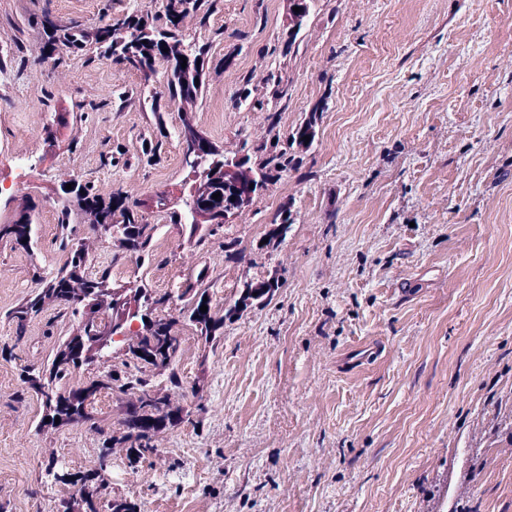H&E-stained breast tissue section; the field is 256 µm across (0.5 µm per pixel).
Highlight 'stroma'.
Listing matches in <instances>:
<instances>
[{
  "instance_id": "obj_1",
  "label": "stroma",
  "mask_w": 512,
  "mask_h": 512,
  "mask_svg": "<svg viewBox=\"0 0 512 512\" xmlns=\"http://www.w3.org/2000/svg\"><path fill=\"white\" fill-rule=\"evenodd\" d=\"M166 0H0V167L15 157L32 197L36 252L0 243V512H62L76 486L55 469L94 468L88 426L40 432L22 369L44 367L70 325L51 308L15 340L6 312L35 275L63 265L64 175L127 192L159 227L145 265L114 258L74 218L95 267L178 296L200 267L224 334L205 346L181 327L173 401L189 421L158 454L113 453L100 503L139 512H512V0H312L287 48L288 0H218L206 27L210 79L193 110L226 153L266 136L267 111L237 106L243 76L282 70L280 131L316 116L310 147L249 208L195 243L156 212L188 170L169 103L159 164L136 163L151 128L136 72L88 56L41 55L44 12L98 27ZM112 85L113 96L101 94ZM122 149L126 163L106 166ZM294 222L261 250L274 213ZM237 240L233 256L224 243ZM278 279L271 301L235 309L244 279ZM465 472L449 489L448 465Z\"/></svg>"
}]
</instances>
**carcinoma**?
<instances>
[{
	"mask_svg": "<svg viewBox=\"0 0 512 512\" xmlns=\"http://www.w3.org/2000/svg\"><path fill=\"white\" fill-rule=\"evenodd\" d=\"M206 2L167 0L162 25L158 24V17L145 9L125 14L99 27H82L55 19L46 11L40 20L41 52L48 57L64 52L78 56L93 48L98 58L137 72L147 90L158 66L164 64L168 71L169 98L192 105L206 85L205 60L210 44L186 38L184 22L194 19L200 26H205L208 18V12L204 11ZM184 58L187 66L183 68ZM255 91L257 88L252 86V78L243 77L237 105L263 106V101L255 97ZM147 105L153 113L159 135L166 136L161 97L156 94L150 96ZM316 121V113L313 112L285 136L280 135L277 123L273 122L267 137L253 146L252 153L243 154L247 177L260 185L254 193L279 180L282 173L292 166L294 156L288 149L303 144L305 136L309 137V142H314ZM179 139L187 150L206 146L210 163L197 171L186 165L191 185L189 194L175 204L166 196L159 195L155 206L167 214L171 223L188 226L192 231L201 223L221 227L224 211L230 202L224 181L219 176L224 165V148L204 136L186 114L181 120ZM143 143L141 160L148 165L159 163L162 142L150 138ZM217 192L220 197L212 198ZM61 193L60 223H69L75 206L85 222L91 224L104 240L119 242L125 252L139 260L152 256L158 225L148 223L138 210L130 206L122 189L106 195L90 184L78 181L74 189H63ZM35 207L34 201H26L19 206L12 220L0 224V242L14 248L33 250L31 212ZM291 224L290 208L281 209L266 233L268 242L261 248L277 250ZM91 268L92 258L87 249L81 244L70 245L67 258L56 275L49 279L39 278L36 287L8 313L7 319L15 328L16 340L20 341L26 334L28 323L50 307H62L77 318L75 327L57 346L50 366L37 373L26 370L23 374V383L40 397L44 416L49 418V421L42 422V426L57 430L91 422L93 416L89 406L103 389L116 387L131 396L125 406L123 431L117 435H104L98 462L101 466L105 456L116 448H124L139 459L154 454L158 434L189 416L181 405L171 400L169 394L158 388L154 375L146 373L145 366H133L126 359L121 360L123 370L111 368L102 380L85 386H63L62 381L83 365L112 362L114 351L100 343L102 332L107 329L121 332L141 318L144 311L154 315V320L143 326V332L135 334L134 341L140 347L154 345L162 356L160 370L167 373L168 382L177 387L179 377L175 360L181 340L176 326L179 320L194 327L205 343L211 344L224 334V318L230 310H217L207 300L210 286L205 267L178 295L182 303L179 320L168 313L170 296L157 295L143 285L117 283L112 280L109 269L93 272ZM278 288L277 282L271 284L265 280L246 279L240 290L257 294L254 303L259 304L271 300ZM203 305L207 306L205 313L200 311ZM57 418L60 419L58 423L55 422Z\"/></svg>",
	"mask_w": 512,
	"mask_h": 512,
	"instance_id": "carcinoma-1",
	"label": "carcinoma"
}]
</instances>
